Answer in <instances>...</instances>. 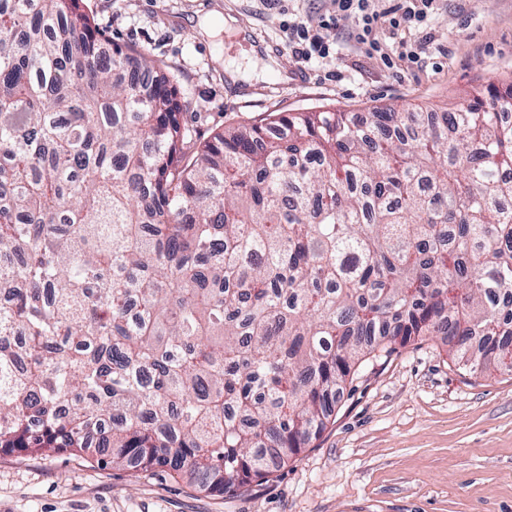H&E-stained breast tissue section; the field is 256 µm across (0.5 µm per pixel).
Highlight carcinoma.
<instances>
[{"label": "carcinoma", "mask_w": 512, "mask_h": 512, "mask_svg": "<svg viewBox=\"0 0 512 512\" xmlns=\"http://www.w3.org/2000/svg\"><path fill=\"white\" fill-rule=\"evenodd\" d=\"M510 112L512 81L197 149L81 0H0V448L98 434L226 492L316 437L368 355L436 336L512 373Z\"/></svg>", "instance_id": "obj_1"}]
</instances>
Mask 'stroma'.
I'll return each instance as SVG.
<instances>
[{
	"instance_id": "obj_1",
	"label": "stroma",
	"mask_w": 512,
	"mask_h": 512,
	"mask_svg": "<svg viewBox=\"0 0 512 512\" xmlns=\"http://www.w3.org/2000/svg\"><path fill=\"white\" fill-rule=\"evenodd\" d=\"M97 31L148 55L197 143L282 112L463 102L512 80V0H438L417 63L387 67L347 34L294 57L281 20H329L328 0H83ZM236 28L205 33L226 16ZM249 84L227 83L226 68ZM0 512H512V373L476 377L439 338L411 339L352 377L324 431L266 479L223 493L196 474L115 469L95 452L0 448Z\"/></svg>"
}]
</instances>
